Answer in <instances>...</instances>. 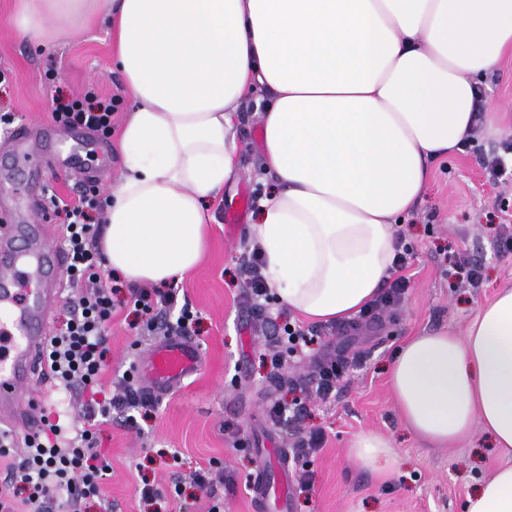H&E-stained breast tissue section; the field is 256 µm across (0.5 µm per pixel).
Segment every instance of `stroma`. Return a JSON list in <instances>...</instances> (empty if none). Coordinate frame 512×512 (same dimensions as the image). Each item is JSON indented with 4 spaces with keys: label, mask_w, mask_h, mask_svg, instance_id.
<instances>
[{
    "label": "stroma",
    "mask_w": 512,
    "mask_h": 512,
    "mask_svg": "<svg viewBox=\"0 0 512 512\" xmlns=\"http://www.w3.org/2000/svg\"><path fill=\"white\" fill-rule=\"evenodd\" d=\"M17 9L18 0H0V71L7 76L0 83V113H12L15 125L64 144L72 131L52 117L56 97L92 88L118 98L112 136L86 134L92 149L87 164L46 172L58 195L72 197L85 169H93L104 195H111L122 168L118 135L132 103L112 62L106 27L89 25L65 48L48 51L13 26ZM50 69L56 72L51 80ZM484 91L486 106L499 114L496 130H479L465 151L433 163L419 202L400 226L413 253L405 272L407 293L378 326L360 331L349 352L368 359L325 401L305 390L314 376L310 357L316 348L337 344V337L288 311L276 296H269L261 313L244 296L256 205H248L236 232H228L227 224L236 202L262 195L265 186L259 119L251 105L241 106L239 176L210 201L213 220L203 257L178 285L180 297L198 313L194 339L202 362L181 387L157 397L154 409L134 411L129 423L116 417L103 425L101 446L112 464L103 493L111 512H207L217 502L224 512H252L248 485L257 470L276 467V449L293 447L314 429L324 431L325 442L307 459L308 491L291 488L292 512H461L467 495L505 464L478 428L451 447L423 444L405 426L388 370L408 339L443 328L463 334L498 289L512 285V252L497 247L500 223H512V178L489 180L481 166L484 157L512 141V59L487 76ZM465 261L482 265L479 287L450 276V269ZM288 322L314 328L315 342L286 356L275 372L265 353L277 328ZM159 340L130 310H115L104 396L115 393L118 375ZM295 399L306 406L300 420L287 425L269 420L273 402ZM370 432L384 436L397 457L398 468L389 476L363 469L350 454L351 443ZM206 467L223 471L224 478L202 489L194 475ZM146 484L158 489L154 500L142 499Z\"/></svg>",
    "instance_id": "35a3bbf8"
}]
</instances>
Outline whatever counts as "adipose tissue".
I'll return each mask as SVG.
<instances>
[{
  "label": "adipose tissue",
  "instance_id": "adipose-tissue-1",
  "mask_svg": "<svg viewBox=\"0 0 512 512\" xmlns=\"http://www.w3.org/2000/svg\"><path fill=\"white\" fill-rule=\"evenodd\" d=\"M134 103L106 209V263L139 285L199 263L207 203L239 172L238 109L255 103L273 181L252 226L270 288L318 322L354 317L382 291L396 225L433 160L464 151L478 86L512 58V0H21L15 25L52 48L94 18ZM407 428L452 444L473 427L512 455V286L464 335L410 339L389 368ZM373 472L395 464L376 434L351 446ZM462 512H512V464Z\"/></svg>",
  "mask_w": 512,
  "mask_h": 512
}]
</instances>
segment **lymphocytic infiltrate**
Masks as SVG:
<instances>
[{"instance_id":"f902f5d3","label":"lymphocytic infiltrate","mask_w":512,"mask_h":512,"mask_svg":"<svg viewBox=\"0 0 512 512\" xmlns=\"http://www.w3.org/2000/svg\"><path fill=\"white\" fill-rule=\"evenodd\" d=\"M116 110L114 99L101 98L90 90L81 97L57 98L53 115L63 126L81 125L106 136L112 132ZM50 202L54 216L61 220L59 244L69 256L66 277L78 297L51 336L46 358L56 391L88 396L89 410L80 428L70 425L64 415L51 412L43 416L36 436L22 439L12 431L1 430L0 458L11 461L8 488L13 495H22L24 504L34 512H42L49 501L57 512H83L89 501L101 497L110 469L99 447V421L109 420L115 413L150 407L152 399L128 387L111 398H96L109 353L105 336L120 291L99 273L105 258L98 247L102 227L97 220L108 204L107 198L98 186L88 184L73 200L54 195ZM410 260V251L400 248L394 262L395 277L359 313V321H376L400 302L409 286L404 271ZM129 294L135 313L146 316L149 330L185 336L198 321L191 305L179 303L176 289L133 288ZM19 445L24 452L18 457L14 450Z\"/></svg>"}]
</instances>
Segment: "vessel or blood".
<instances>
[{
  "label": "vessel or blood",
  "mask_w": 512,
  "mask_h": 512,
  "mask_svg": "<svg viewBox=\"0 0 512 512\" xmlns=\"http://www.w3.org/2000/svg\"><path fill=\"white\" fill-rule=\"evenodd\" d=\"M11 158L23 163L45 155L27 128L9 133ZM27 198L23 215L48 217L47 186L38 171L26 173ZM67 258L53 237L39 236L35 245L20 253L0 243V427L35 435L41 427L40 400L31 394L32 376H46L45 347L49 338L48 318ZM201 364L197 344L172 337L155 345L138 365L143 391L149 396L166 394L179 387ZM256 512H288L286 485L269 484L256 475L251 484Z\"/></svg>",
  "instance_id": "obj_1"
}]
</instances>
